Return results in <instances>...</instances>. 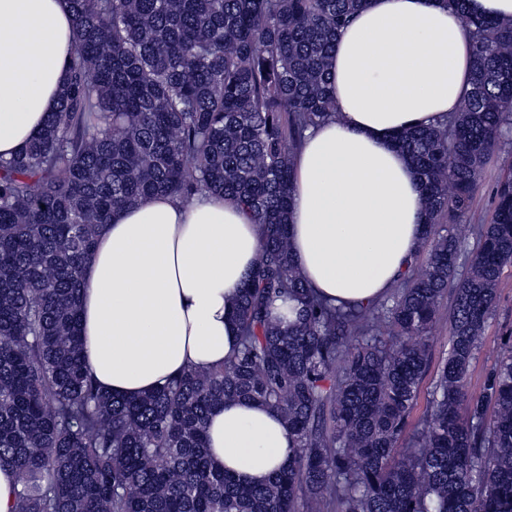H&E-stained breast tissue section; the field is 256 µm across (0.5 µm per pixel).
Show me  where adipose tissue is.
Instances as JSON below:
<instances>
[{"instance_id":"1","label":"adipose tissue","mask_w":512,"mask_h":512,"mask_svg":"<svg viewBox=\"0 0 512 512\" xmlns=\"http://www.w3.org/2000/svg\"><path fill=\"white\" fill-rule=\"evenodd\" d=\"M75 46L69 0H0V156L15 155L54 111ZM472 50L445 0H367L338 33L328 66L338 116L307 131L289 211L294 263L332 304L387 294L424 238L423 200L395 137L457 111ZM260 245L246 209L220 194L117 208L81 275L83 355L97 385L136 397L230 360L232 304ZM208 437L215 462L245 483L294 458L282 418L252 400L215 409Z\"/></svg>"}]
</instances>
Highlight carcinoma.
I'll list each match as a JSON object with an SVG mask.
<instances>
[{
	"instance_id": "cac0c4a2",
	"label": "carcinoma",
	"mask_w": 512,
	"mask_h": 512,
	"mask_svg": "<svg viewBox=\"0 0 512 512\" xmlns=\"http://www.w3.org/2000/svg\"><path fill=\"white\" fill-rule=\"evenodd\" d=\"M76 49L55 111L0 158V466L13 512H512V341L478 397L471 365L512 265V165L467 267L452 233L512 126V21L472 16L471 90L397 136L425 203L409 276L367 306L319 299L288 244L294 152L337 115L336 35L366 0H70ZM236 199L262 235L231 360L138 397L83 358L82 265L112 211L157 195ZM448 313V356L430 330ZM432 377L424 411L412 414ZM268 405L297 455L263 485L215 467L226 400ZM19 488L15 471L7 466L0 467V512H12Z\"/></svg>"
}]
</instances>
